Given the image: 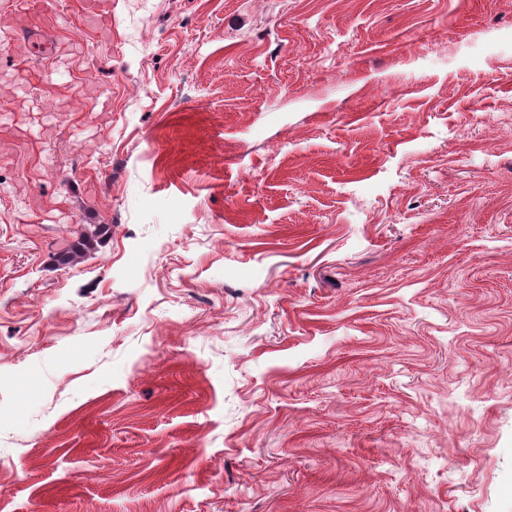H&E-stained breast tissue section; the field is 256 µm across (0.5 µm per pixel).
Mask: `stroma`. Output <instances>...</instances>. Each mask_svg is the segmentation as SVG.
I'll list each match as a JSON object with an SVG mask.
<instances>
[{"label": "stroma", "instance_id": "1", "mask_svg": "<svg viewBox=\"0 0 512 512\" xmlns=\"http://www.w3.org/2000/svg\"><path fill=\"white\" fill-rule=\"evenodd\" d=\"M111 2L0 49V512H512V0Z\"/></svg>", "mask_w": 512, "mask_h": 512}]
</instances>
